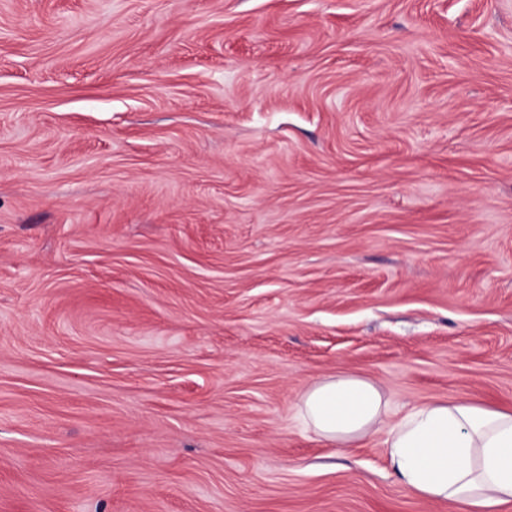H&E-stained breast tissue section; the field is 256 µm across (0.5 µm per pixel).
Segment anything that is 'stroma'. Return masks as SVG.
Segmentation results:
<instances>
[{"instance_id": "stroma-1", "label": "stroma", "mask_w": 512, "mask_h": 512, "mask_svg": "<svg viewBox=\"0 0 512 512\" xmlns=\"http://www.w3.org/2000/svg\"><path fill=\"white\" fill-rule=\"evenodd\" d=\"M339 372L512 409V0H0V512H456Z\"/></svg>"}]
</instances>
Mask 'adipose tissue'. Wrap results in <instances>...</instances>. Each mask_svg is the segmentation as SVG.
<instances>
[{
  "instance_id": "ef3b65f1",
  "label": "adipose tissue",
  "mask_w": 512,
  "mask_h": 512,
  "mask_svg": "<svg viewBox=\"0 0 512 512\" xmlns=\"http://www.w3.org/2000/svg\"><path fill=\"white\" fill-rule=\"evenodd\" d=\"M296 411L307 430L343 448L384 433L399 484L418 499L458 512L512 505V411L437 400L397 415L377 381L345 372L309 385Z\"/></svg>"
}]
</instances>
